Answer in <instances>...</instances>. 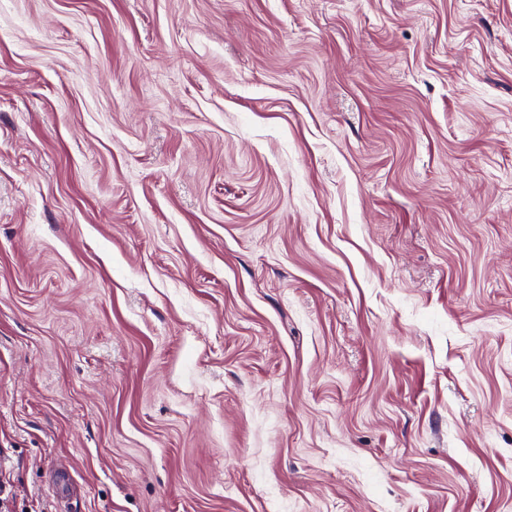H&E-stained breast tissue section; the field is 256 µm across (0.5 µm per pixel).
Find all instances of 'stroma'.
<instances>
[{"mask_svg":"<svg viewBox=\"0 0 512 512\" xmlns=\"http://www.w3.org/2000/svg\"><path fill=\"white\" fill-rule=\"evenodd\" d=\"M512 512V0H0V512Z\"/></svg>","mask_w":512,"mask_h":512,"instance_id":"obj_1","label":"stroma"}]
</instances>
